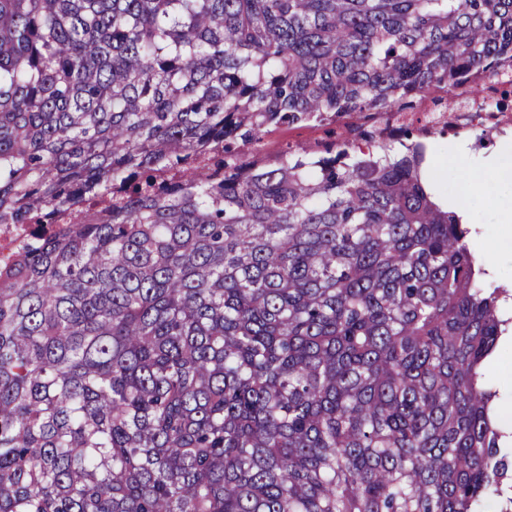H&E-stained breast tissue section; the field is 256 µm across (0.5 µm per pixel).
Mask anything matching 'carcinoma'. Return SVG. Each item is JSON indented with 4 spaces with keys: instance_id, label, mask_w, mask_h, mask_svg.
Wrapping results in <instances>:
<instances>
[{
    "instance_id": "carcinoma-1",
    "label": "carcinoma",
    "mask_w": 512,
    "mask_h": 512,
    "mask_svg": "<svg viewBox=\"0 0 512 512\" xmlns=\"http://www.w3.org/2000/svg\"><path fill=\"white\" fill-rule=\"evenodd\" d=\"M511 71L512 0H0V512H512L503 289L387 143L452 126L349 122ZM325 141H329L326 127L282 129L273 137L265 140L264 153L270 159H275L288 148L296 153H301L302 149L305 150L317 142ZM35 234L33 224H11L8 229L3 230L0 227V267H11L20 245L35 238Z\"/></svg>"
}]
</instances>
